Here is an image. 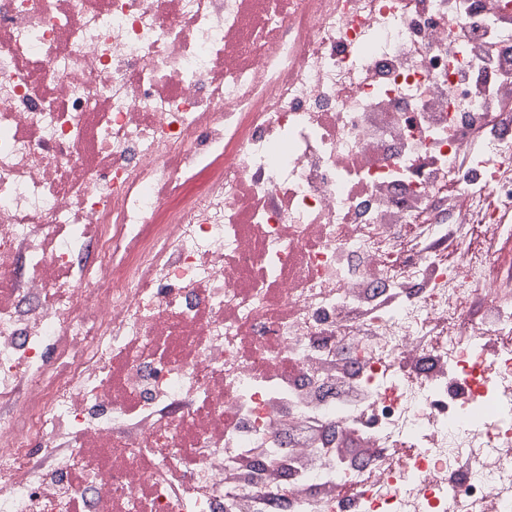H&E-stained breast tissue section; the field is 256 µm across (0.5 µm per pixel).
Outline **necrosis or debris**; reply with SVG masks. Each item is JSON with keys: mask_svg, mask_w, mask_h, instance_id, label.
<instances>
[{"mask_svg": "<svg viewBox=\"0 0 512 512\" xmlns=\"http://www.w3.org/2000/svg\"><path fill=\"white\" fill-rule=\"evenodd\" d=\"M497 97L512 0H0V512H512ZM344 447L343 449L350 455L351 461L354 463H362L371 456V444L365 441L361 436L350 435L341 440L337 445ZM331 448L332 451H338L339 448Z\"/></svg>", "mask_w": 512, "mask_h": 512, "instance_id": "necrosis-or-debris-1", "label": "necrosis or debris"}]
</instances>
